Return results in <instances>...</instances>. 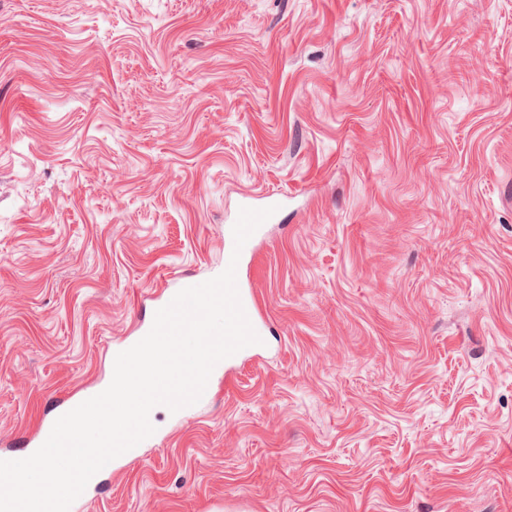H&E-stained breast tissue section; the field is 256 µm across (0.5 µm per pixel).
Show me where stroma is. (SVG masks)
<instances>
[{"instance_id":"obj_1","label":"stroma","mask_w":512,"mask_h":512,"mask_svg":"<svg viewBox=\"0 0 512 512\" xmlns=\"http://www.w3.org/2000/svg\"><path fill=\"white\" fill-rule=\"evenodd\" d=\"M270 203L264 344L72 512H512V0H0V455Z\"/></svg>"}]
</instances>
